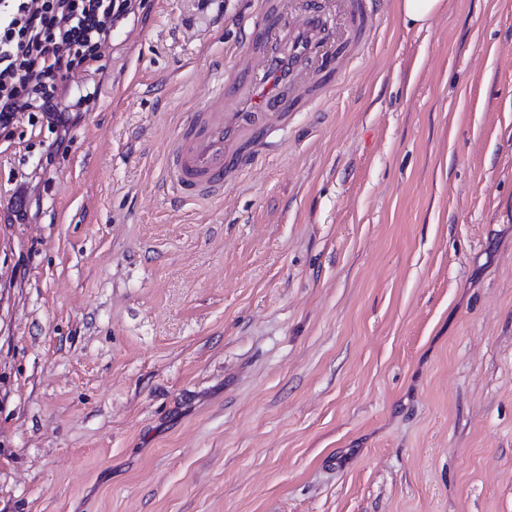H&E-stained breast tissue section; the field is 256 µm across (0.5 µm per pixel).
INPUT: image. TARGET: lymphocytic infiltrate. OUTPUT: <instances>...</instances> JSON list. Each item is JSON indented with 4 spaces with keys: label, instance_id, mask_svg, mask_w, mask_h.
<instances>
[{
    "label": "lymphocytic infiltrate",
    "instance_id": "lymphocytic-infiltrate-1",
    "mask_svg": "<svg viewBox=\"0 0 512 512\" xmlns=\"http://www.w3.org/2000/svg\"><path fill=\"white\" fill-rule=\"evenodd\" d=\"M133 0H0V129L38 112L66 126L87 94L64 104L70 73L90 68Z\"/></svg>",
    "mask_w": 512,
    "mask_h": 512
}]
</instances>
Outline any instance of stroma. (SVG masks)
<instances>
[{
    "mask_svg": "<svg viewBox=\"0 0 512 512\" xmlns=\"http://www.w3.org/2000/svg\"><path fill=\"white\" fill-rule=\"evenodd\" d=\"M222 198L166 150L257 0H142L0 130V512H512V0H397ZM443 0H399V12L406 26L424 27L442 8Z\"/></svg>",
    "mask_w": 512,
    "mask_h": 512,
    "instance_id": "35a3bbf8",
    "label": "stroma"
}]
</instances>
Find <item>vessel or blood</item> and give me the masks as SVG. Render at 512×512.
Segmentation results:
<instances>
[{"label": "vessel or blood", "mask_w": 512, "mask_h": 512, "mask_svg": "<svg viewBox=\"0 0 512 512\" xmlns=\"http://www.w3.org/2000/svg\"><path fill=\"white\" fill-rule=\"evenodd\" d=\"M379 25L371 0H260L240 62L225 68L220 88L169 145L177 192L196 201L221 197L229 174L260 160L271 129L321 109Z\"/></svg>", "instance_id": "obj_1"}]
</instances>
